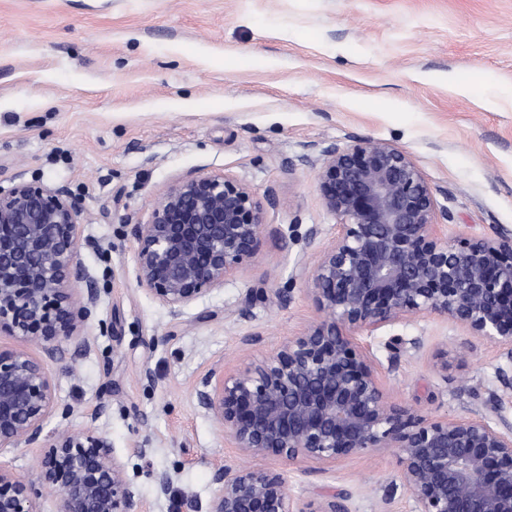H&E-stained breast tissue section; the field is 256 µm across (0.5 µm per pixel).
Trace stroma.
I'll return each mask as SVG.
<instances>
[{
  "instance_id": "obj_1",
  "label": "stroma",
  "mask_w": 512,
  "mask_h": 512,
  "mask_svg": "<svg viewBox=\"0 0 512 512\" xmlns=\"http://www.w3.org/2000/svg\"><path fill=\"white\" fill-rule=\"evenodd\" d=\"M359 140L412 159L448 215L441 235L512 229V0H0V186L22 173L81 200L97 294L89 349L48 364L73 410L48 428L95 416L144 512L208 503L225 465L283 473L295 512L336 494L349 512H413L395 454L250 457L197 401L210 369L233 373L321 319L309 274L337 219L318 172L324 150ZM207 171L265 200V230L254 259L174 316L137 285L130 227ZM116 316L120 336L100 332ZM394 333L419 347L391 354ZM358 341L391 401L421 415L470 416L501 389L497 346L438 316Z\"/></svg>"
}]
</instances>
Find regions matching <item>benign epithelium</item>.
<instances>
[{
	"instance_id": "1",
	"label": "benign epithelium",
	"mask_w": 512,
	"mask_h": 512,
	"mask_svg": "<svg viewBox=\"0 0 512 512\" xmlns=\"http://www.w3.org/2000/svg\"><path fill=\"white\" fill-rule=\"evenodd\" d=\"M336 237L310 271L324 317L230 375L211 370L199 406L240 452L329 466L370 451L396 455L414 512H512V418L494 399L481 415L427 418L389 401L361 332L437 315L494 342L512 390V230L443 237L434 191L410 157L383 141L325 151L318 174ZM82 208L66 186L17 175L0 188V331L40 346L0 348V453L40 448L36 477L0 466V512H140L111 439L96 429L48 432L60 408L46 361L59 346H89L93 289L77 260ZM264 206L220 171L170 185L149 218L132 225L138 286L174 315L224 287L258 251ZM218 494L188 512H292L283 474L215 471ZM297 512H348L344 497Z\"/></svg>"
}]
</instances>
